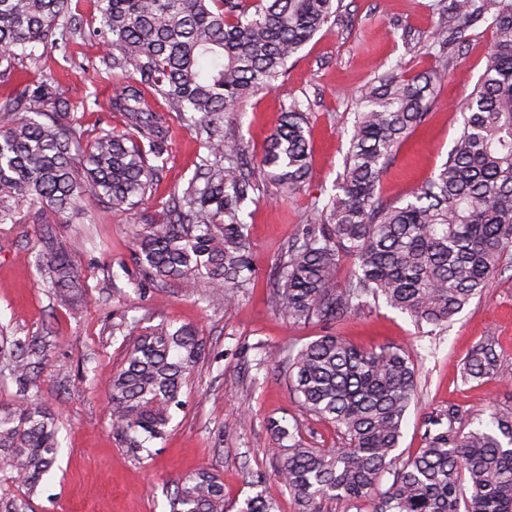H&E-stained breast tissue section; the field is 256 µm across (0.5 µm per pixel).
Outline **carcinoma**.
<instances>
[{
  "label": "carcinoma",
  "instance_id": "cac0c4a2",
  "mask_svg": "<svg viewBox=\"0 0 512 512\" xmlns=\"http://www.w3.org/2000/svg\"><path fill=\"white\" fill-rule=\"evenodd\" d=\"M341 0H97L109 75L128 78L108 108L148 141L99 133L75 158L80 136L67 118L71 100L52 72L0 99V223L14 220L25 198L40 216L38 268L56 301L69 304L82 271L74 239L54 225L87 196L125 212L152 193L168 126L139 85L152 87L171 112L206 129L203 186L190 181L160 224H142L135 258L153 279L232 306L254 273L241 218L256 190L239 162L244 146L220 126L248 98L276 86L288 62L336 16ZM438 32L448 60L470 46L469 30H493L486 68L458 104L462 130L438 173L413 199L388 201L380 177L412 129L425 121L448 67L408 78L391 73L360 99L350 149L332 195L316 206L288 248L273 290L276 310L293 324L340 323L368 299L383 300L416 324L443 329L512 269V0H448ZM87 35L70 0H0V73L35 59L37 45L68 55ZM54 109L47 122L37 120ZM309 120L297 102L282 113L258 160L260 174L285 195L309 171ZM352 269L344 278L345 262ZM496 341L488 337L464 358L468 384L501 377ZM0 356L21 387L31 366L22 342ZM204 351L194 327L160 322L126 351L107 384L112 427L132 447L167 433L180 395ZM293 396L332 423L334 448H310L280 422L269 421L276 476L298 512H326L344 502L356 512H512V410L490 408L472 428L453 405L428 416L424 443L396 455L407 411L419 404L412 354L398 346L357 347L327 333L284 357ZM54 417L33 400L0 408V473L32 497L59 451ZM388 487H382L385 476ZM170 512H226L219 476L198 472L176 482ZM237 512H279L258 491Z\"/></svg>",
  "mask_w": 512,
  "mask_h": 512
}]
</instances>
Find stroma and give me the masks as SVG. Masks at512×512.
<instances>
[{
  "label": "stroma",
  "mask_w": 512,
  "mask_h": 512,
  "mask_svg": "<svg viewBox=\"0 0 512 512\" xmlns=\"http://www.w3.org/2000/svg\"><path fill=\"white\" fill-rule=\"evenodd\" d=\"M440 24L439 0H342L340 17L290 62L284 81L225 119V136L242 142L253 158L292 101L307 109L311 126L312 169L301 189L285 196L262 177L253 202L244 208L255 272L234 307L207 302L201 289L188 294L175 283L153 281L134 259L136 226L163 220L173 192L207 155L201 136L153 97L151 88L143 93L169 128L152 196L123 215L86 199L80 213L59 226L60 236L83 243L73 262L84 272L86 286L73 306L58 305L45 287L34 260L37 213L29 202L18 203L15 223L0 224V341H37L43 362L25 391L9 370L0 371V408L17 406L28 396L38 399L57 420L60 451L37 494L25 497L22 488L0 475V497L28 499L30 512H169L175 481L208 471L219 474L227 503L259 488L278 502L280 512H295L275 475V440L267 423L282 419L309 445H336L334 426L298 403L282 368L288 348L329 331L357 346L398 345L416 355L421 403L406 415L402 455L421 448L431 412L453 404L474 420L493 404L512 409L510 275L496 278L487 297L436 331L383 302L332 326L293 325L270 299L289 243L299 237L313 205L325 204L335 192L360 97L393 69L413 76L441 67ZM492 39L491 29L476 28L469 48L437 85L426 121L411 131L382 177L389 200L409 199L446 162L462 128L456 105L482 75ZM103 54L98 38L88 36L76 39L66 56L38 48L35 59L0 75V98L17 95L40 71H51L70 89L68 116L82 140L104 130L124 131L122 113L84 104L92 95L112 97L118 88L104 71ZM162 320L196 327L205 353L182 390V405L166 436L146 454L113 429L104 386L128 346ZM488 336L497 342L505 379L463 384L461 359Z\"/></svg>",
  "instance_id": "stroma-1"
}]
</instances>
